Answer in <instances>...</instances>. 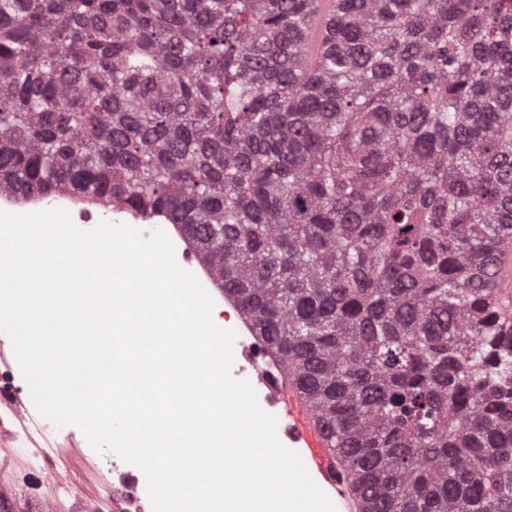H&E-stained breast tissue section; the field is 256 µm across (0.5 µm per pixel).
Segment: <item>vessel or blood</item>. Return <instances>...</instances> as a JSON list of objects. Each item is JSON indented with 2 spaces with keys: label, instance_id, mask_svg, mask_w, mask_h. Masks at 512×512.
<instances>
[{
  "label": "vessel or blood",
  "instance_id": "obj_1",
  "mask_svg": "<svg viewBox=\"0 0 512 512\" xmlns=\"http://www.w3.org/2000/svg\"><path fill=\"white\" fill-rule=\"evenodd\" d=\"M336 0H316L307 20L309 51L305 65L319 66L327 45L329 30L336 14ZM496 276L492 293L493 305L504 327H512V233H502L495 252ZM236 356L242 370L250 375L261 408L276 416L277 435L286 447L301 456L308 472L319 487L337 497L338 476L334 456L329 449V430L318 422L313 411L299 397L294 385L277 375L268 358L267 346L257 336L235 344ZM22 390L14 383L10 354L0 343V444H15L25 438L27 444L38 448H53L57 456L80 454L79 442L71 436L57 438L44 431L33 417L30 405L21 397ZM121 490L116 499L118 512H146L137 475L118 474Z\"/></svg>",
  "mask_w": 512,
  "mask_h": 512
}]
</instances>
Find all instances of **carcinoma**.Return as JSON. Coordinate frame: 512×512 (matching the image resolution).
<instances>
[{"label": "carcinoma", "mask_w": 512, "mask_h": 512, "mask_svg": "<svg viewBox=\"0 0 512 512\" xmlns=\"http://www.w3.org/2000/svg\"><path fill=\"white\" fill-rule=\"evenodd\" d=\"M0 0V192L160 217L363 512H512V0ZM316 5L307 20L309 51L305 65L307 69L319 66L327 45L329 30L336 14L337 0H315ZM496 276L493 286V305L505 329L512 327V233L504 232L498 239L495 252Z\"/></svg>", "instance_id": "cac0c4a2"}]
</instances>
